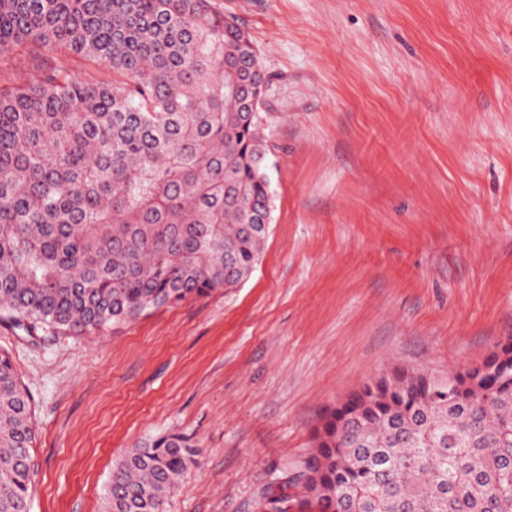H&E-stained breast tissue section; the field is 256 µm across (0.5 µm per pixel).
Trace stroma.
<instances>
[{
  "instance_id": "35a3bbf8",
  "label": "stroma",
  "mask_w": 512,
  "mask_h": 512,
  "mask_svg": "<svg viewBox=\"0 0 512 512\" xmlns=\"http://www.w3.org/2000/svg\"><path fill=\"white\" fill-rule=\"evenodd\" d=\"M217 2L269 77L260 263L91 335L0 320L32 512H101L115 463L167 432L201 453L164 512H264L363 382L512 339V0Z\"/></svg>"
}]
</instances>
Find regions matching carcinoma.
Instances as JSON below:
<instances>
[{
  "instance_id": "1",
  "label": "carcinoma",
  "mask_w": 512,
  "mask_h": 512,
  "mask_svg": "<svg viewBox=\"0 0 512 512\" xmlns=\"http://www.w3.org/2000/svg\"><path fill=\"white\" fill-rule=\"evenodd\" d=\"M0 315L89 334L238 287L272 223L268 81L215 0H0ZM481 378H373L332 408L266 512H512V343ZM37 434L0 354V512H31ZM180 434L128 451L103 512H164L195 465ZM29 50L26 46H19L13 54L0 58V89H12L19 85L16 76L20 75L24 62L28 60L35 63V60L29 57Z\"/></svg>"
}]
</instances>
